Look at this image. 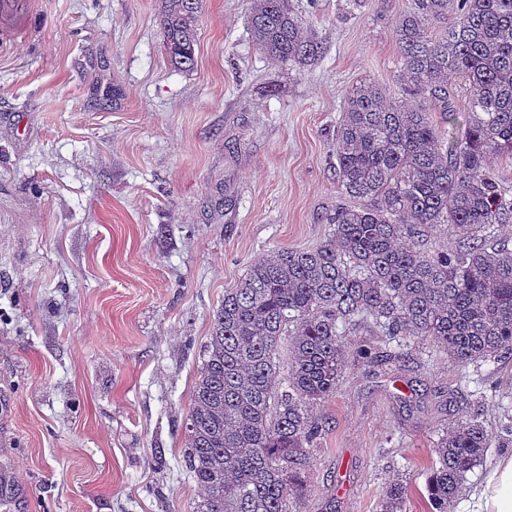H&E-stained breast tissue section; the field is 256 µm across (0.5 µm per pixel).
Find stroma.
<instances>
[{"label":"stroma","instance_id":"stroma-1","mask_svg":"<svg viewBox=\"0 0 512 512\" xmlns=\"http://www.w3.org/2000/svg\"><path fill=\"white\" fill-rule=\"evenodd\" d=\"M0 16V480L10 512H193L184 420L215 312L247 267L309 249L349 206L336 125L352 87L417 103L394 25L413 0H290L314 58H270L252 0H203L196 65L162 45L161 0H11ZM313 407L303 512H379L392 481L429 512L446 428L474 401L429 342L408 355L360 327ZM496 430L512 361L470 366Z\"/></svg>","mask_w":512,"mask_h":512}]
</instances>
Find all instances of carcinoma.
Masks as SVG:
<instances>
[{
    "label": "carcinoma",
    "instance_id": "1",
    "mask_svg": "<svg viewBox=\"0 0 512 512\" xmlns=\"http://www.w3.org/2000/svg\"><path fill=\"white\" fill-rule=\"evenodd\" d=\"M456 21L437 32L429 26ZM394 35L417 106L361 84L336 129V174L359 206L332 217L310 249L254 260L224 293L192 387L182 462L202 489L194 512H302L309 450L323 430L311 407L336 394L347 330L371 320L386 340H428L469 383L470 365L512 355V248L490 229L512 223V197L492 170L512 159V0H413ZM202 0H161L172 65L196 63ZM251 29L265 54L297 62L317 53L288 0H254ZM468 81L467 142L445 145L433 113L455 120L449 88ZM444 228L457 247L418 249ZM484 396L436 444L431 512H448L490 448ZM406 487H387L380 512H403Z\"/></svg>",
    "mask_w": 512,
    "mask_h": 512
}]
</instances>
